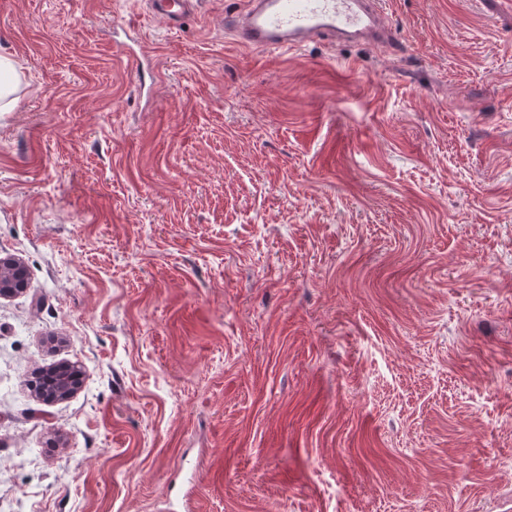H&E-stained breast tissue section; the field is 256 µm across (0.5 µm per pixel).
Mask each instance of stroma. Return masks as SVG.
<instances>
[{
    "label": "stroma",
    "mask_w": 512,
    "mask_h": 512,
    "mask_svg": "<svg viewBox=\"0 0 512 512\" xmlns=\"http://www.w3.org/2000/svg\"><path fill=\"white\" fill-rule=\"evenodd\" d=\"M245 2L0 0V512H512V0ZM147 3L155 16L165 19L173 28L180 26L195 5L193 0H148ZM221 24L235 28L245 47L268 53L298 51L314 40L373 42L397 47L381 0H250ZM15 72L11 60L0 57V112H8L16 105L17 98L13 96L15 93Z\"/></svg>",
    "instance_id": "35a3bbf8"
}]
</instances>
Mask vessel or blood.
<instances>
[{"instance_id":"obj_1","label":"vessel or blood","mask_w":512,"mask_h":512,"mask_svg":"<svg viewBox=\"0 0 512 512\" xmlns=\"http://www.w3.org/2000/svg\"><path fill=\"white\" fill-rule=\"evenodd\" d=\"M155 16L180 26L194 0H148ZM381 0H249L244 12L226 17L243 46L268 53L297 51L314 40L395 45Z\"/></svg>"}]
</instances>
